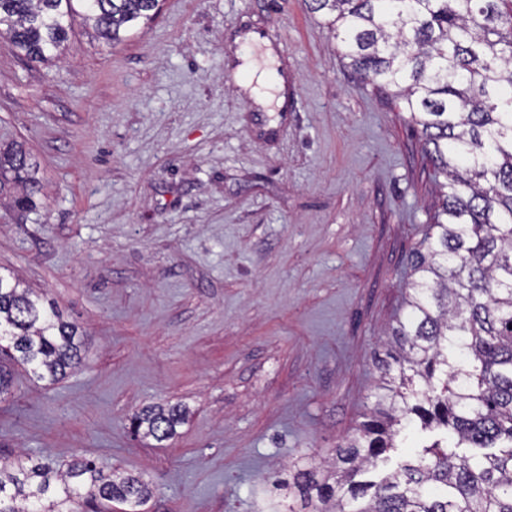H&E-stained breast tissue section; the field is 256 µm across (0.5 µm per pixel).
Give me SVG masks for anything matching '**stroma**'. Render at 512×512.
Returning <instances> with one entry per match:
<instances>
[{
	"instance_id": "stroma-1",
	"label": "stroma",
	"mask_w": 512,
	"mask_h": 512,
	"mask_svg": "<svg viewBox=\"0 0 512 512\" xmlns=\"http://www.w3.org/2000/svg\"><path fill=\"white\" fill-rule=\"evenodd\" d=\"M159 8L117 46L74 21L46 64L0 47V143H24L40 182L31 210L0 200V271L88 335L58 383L14 366L0 462L143 476L142 512H315L274 482L334 460L373 405L438 204L423 139L305 0ZM256 30L287 111L237 84ZM165 402L188 412L175 437L134 435Z\"/></svg>"
}]
</instances>
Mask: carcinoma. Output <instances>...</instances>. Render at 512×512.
Masks as SVG:
<instances>
[{"instance_id":"cac0c4a2","label":"carcinoma","mask_w":512,"mask_h":512,"mask_svg":"<svg viewBox=\"0 0 512 512\" xmlns=\"http://www.w3.org/2000/svg\"><path fill=\"white\" fill-rule=\"evenodd\" d=\"M306 2L329 17L352 70L402 104L443 181L379 359L386 382L322 482L301 471L299 487L316 490L318 512H512V0ZM157 10L158 0H0V39L46 62L77 16L115 46ZM11 186L13 206L34 205L21 144L0 146V194ZM0 336L13 362L54 384L81 364L86 332L1 273ZM185 416L179 403L154 405L133 429L162 442ZM411 425L435 439L372 479ZM152 495L143 477L93 461L0 463V512H79L90 499L139 512Z\"/></svg>"}]
</instances>
